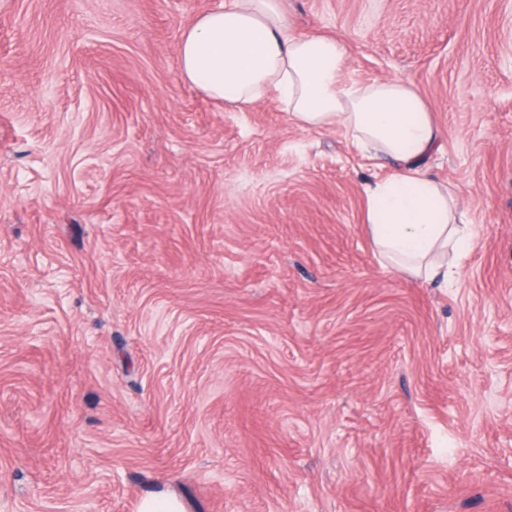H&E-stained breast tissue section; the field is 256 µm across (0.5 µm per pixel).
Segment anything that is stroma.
<instances>
[{
	"instance_id": "stroma-1",
	"label": "stroma",
	"mask_w": 512,
	"mask_h": 512,
	"mask_svg": "<svg viewBox=\"0 0 512 512\" xmlns=\"http://www.w3.org/2000/svg\"><path fill=\"white\" fill-rule=\"evenodd\" d=\"M221 0H0V512H512V0H283L411 81L478 234L382 265L394 166L180 74ZM182 504L172 496L146 497L141 504L140 512H183Z\"/></svg>"
}]
</instances>
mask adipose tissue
<instances>
[{"mask_svg":"<svg viewBox=\"0 0 512 512\" xmlns=\"http://www.w3.org/2000/svg\"><path fill=\"white\" fill-rule=\"evenodd\" d=\"M345 43L298 33L282 0H224L182 33L184 81L245 111L276 98L300 128H344L360 151L390 160L395 175L368 190V224L380 254L394 266L447 280L441 257L465 248L474 227H459L454 201L421 168L441 146L432 116L404 79L346 80Z\"/></svg>","mask_w":512,"mask_h":512,"instance_id":"ef3b65f1","label":"adipose tissue"}]
</instances>
